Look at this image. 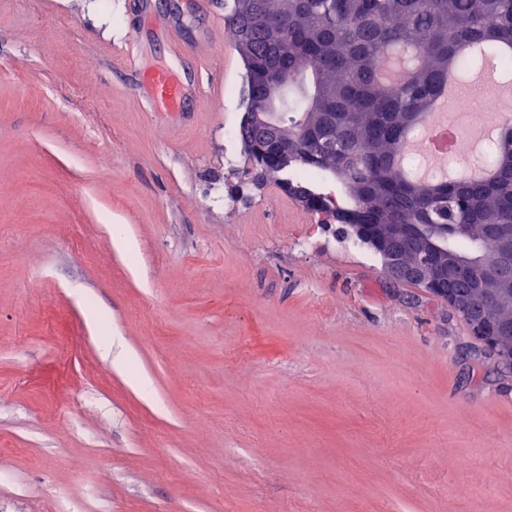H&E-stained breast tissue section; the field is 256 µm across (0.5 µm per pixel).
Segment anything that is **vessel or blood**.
<instances>
[{
    "mask_svg": "<svg viewBox=\"0 0 512 512\" xmlns=\"http://www.w3.org/2000/svg\"><path fill=\"white\" fill-rule=\"evenodd\" d=\"M139 45L140 32L132 30L125 64L134 74L136 85L150 111H184L187 94L197 84L196 79L188 77L182 68L183 60L190 53L189 48L178 37H171L168 63L158 68H147L141 63Z\"/></svg>",
    "mask_w": 512,
    "mask_h": 512,
    "instance_id": "1",
    "label": "vessel or blood"
}]
</instances>
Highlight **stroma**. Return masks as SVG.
<instances>
[{
    "instance_id": "35a3bbf8",
    "label": "stroma",
    "mask_w": 512,
    "mask_h": 512,
    "mask_svg": "<svg viewBox=\"0 0 512 512\" xmlns=\"http://www.w3.org/2000/svg\"><path fill=\"white\" fill-rule=\"evenodd\" d=\"M131 2L0 0V512H512V364L248 182L224 0H153L228 72L146 111Z\"/></svg>"
}]
</instances>
